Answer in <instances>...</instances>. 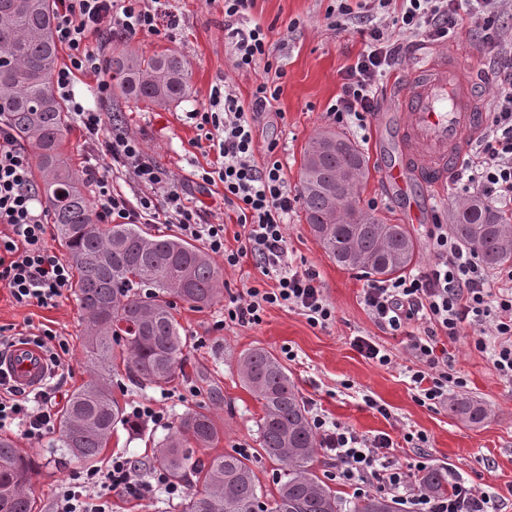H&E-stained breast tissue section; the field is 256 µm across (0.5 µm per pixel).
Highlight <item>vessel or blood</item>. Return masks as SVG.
<instances>
[{
    "instance_id": "b4317fda",
    "label": "vessel or blood",
    "mask_w": 512,
    "mask_h": 512,
    "mask_svg": "<svg viewBox=\"0 0 512 512\" xmlns=\"http://www.w3.org/2000/svg\"><path fill=\"white\" fill-rule=\"evenodd\" d=\"M474 71L472 59L451 50L419 61L396 81L384 105L397 116L395 159L380 170L386 186L403 187L412 177L428 188L447 182L485 123ZM0 368L29 390L50 376L43 353L29 344L0 356Z\"/></svg>"
}]
</instances>
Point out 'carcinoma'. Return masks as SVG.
Wrapping results in <instances>:
<instances>
[{
  "label": "carcinoma",
  "mask_w": 512,
  "mask_h": 512,
  "mask_svg": "<svg viewBox=\"0 0 512 512\" xmlns=\"http://www.w3.org/2000/svg\"><path fill=\"white\" fill-rule=\"evenodd\" d=\"M54 0H0V113L18 142L38 158L41 192L59 244L78 274L74 294L85 330L92 375L71 395L59 416L61 447L82 465H92L117 427L137 430L112 393V370L122 360L133 382L162 388L182 372L187 337L169 297L196 308L223 295V280L211 256L178 234H152L136 224L100 223L84 181L69 166L62 145L69 127L64 101L52 76L58 61ZM110 69L119 96L162 109L191 94L189 63L166 49L146 57L112 44ZM366 159L359 145L336 131L320 133L304 152L299 195L306 223L336 265L391 277L414 260V241L403 224H385L359 207L358 184ZM349 176L350 187L336 183ZM451 233L489 267L512 265V216L488 208L480 198L459 202L450 215ZM239 378L262 405L257 441L284 472L272 507L261 506L250 460L237 452L206 458L198 450L219 442L215 416L189 408L158 442L156 463L171 481L192 492L181 512H394L391 501L367 495L346 505L315 470L319 440L304 399L288 369L263 347L239 355ZM448 411L479 424L487 418L477 401L455 399ZM29 456L0 437V512H33ZM424 487L448 494V473L429 471Z\"/></svg>",
  "instance_id": "carcinoma-1"
}]
</instances>
